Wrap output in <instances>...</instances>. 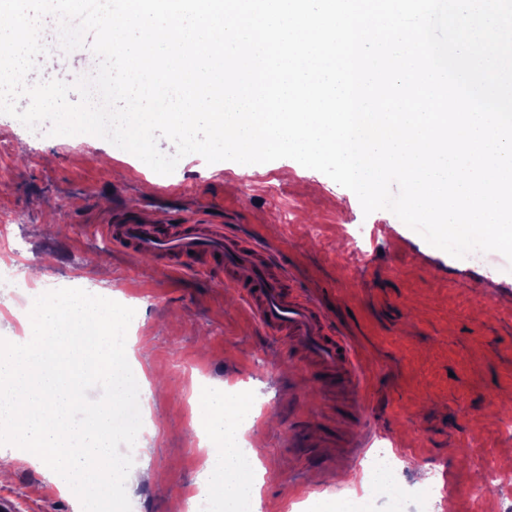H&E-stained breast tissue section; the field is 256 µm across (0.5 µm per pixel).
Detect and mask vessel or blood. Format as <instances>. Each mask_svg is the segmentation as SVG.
<instances>
[{
	"label": "vessel or blood",
	"instance_id": "1",
	"mask_svg": "<svg viewBox=\"0 0 512 512\" xmlns=\"http://www.w3.org/2000/svg\"><path fill=\"white\" fill-rule=\"evenodd\" d=\"M104 238L137 258L165 262L168 267H209L211 262L231 271L234 288L254 322L272 337H287L298 354L305 378L322 390L338 385L359 389L363 368L348 337L326 325L319 300L308 295L290 296L284 273L275 271L273 247L246 249L235 246L223 225L197 222L164 228L128 216L103 225ZM339 416L355 420V431L343 439L346 448H365L366 407L361 401L338 406Z\"/></svg>",
	"mask_w": 512,
	"mask_h": 512
}]
</instances>
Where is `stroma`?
<instances>
[{
	"label": "stroma",
	"instance_id": "35a3bbf8",
	"mask_svg": "<svg viewBox=\"0 0 512 512\" xmlns=\"http://www.w3.org/2000/svg\"><path fill=\"white\" fill-rule=\"evenodd\" d=\"M89 48L67 61L43 57L30 82L74 80L94 72ZM0 220H11L14 250L0 246V333L19 335L9 314L27 310L40 288H105L134 308L128 329L138 371L153 392L146 411L153 442L135 461L149 484L128 494L132 512H186L205 449L192 413L197 393L227 386L250 393L256 429L253 456L263 473L260 512H336L354 493L343 475L366 456L341 455L322 444L290 446L296 421L308 432L333 423L347 392L306 383L286 340H270L254 323L223 273L171 274L164 264L135 259L100 234L126 214L147 223L200 219L225 232L278 249L294 286L316 292L332 325L362 350L370 377L358 396L367 407L368 448H391L404 463V485L454 482L458 492L430 512H480L465 489L481 476L478 454L512 472V263L500 253L457 259L429 245L387 210L364 214L357 196L291 159L240 171L233 161L182 158L160 175L136 156L92 135L82 145L28 130L0 114ZM361 227L353 258L344 228ZM18 512H75L78 499L50 483L25 450L0 481V497Z\"/></svg>",
	"mask_w": 512,
	"mask_h": 512
}]
</instances>
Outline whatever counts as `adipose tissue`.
<instances>
[{
	"label": "adipose tissue",
	"instance_id": "1",
	"mask_svg": "<svg viewBox=\"0 0 512 512\" xmlns=\"http://www.w3.org/2000/svg\"><path fill=\"white\" fill-rule=\"evenodd\" d=\"M197 413L212 444L204 468L207 493L228 504L257 497L256 474L261 465L245 464L237 434L238 423L251 417L244 398L213 390L200 399Z\"/></svg>",
	"mask_w": 512,
	"mask_h": 512
}]
</instances>
